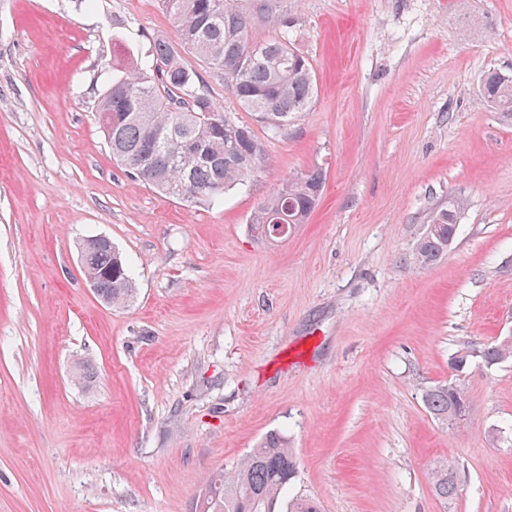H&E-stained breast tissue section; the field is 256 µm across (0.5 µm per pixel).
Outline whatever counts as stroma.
<instances>
[{"label":"stroma","instance_id":"stroma-1","mask_svg":"<svg viewBox=\"0 0 512 512\" xmlns=\"http://www.w3.org/2000/svg\"><path fill=\"white\" fill-rule=\"evenodd\" d=\"M318 94L217 204L131 178L96 118L110 67L176 40L158 0H0V512H195L270 431L321 512H512V0H288ZM320 202L288 238L250 219L288 178ZM455 239L418 240L449 197ZM105 236L137 296L80 262ZM474 356L463 372L450 361ZM462 378L467 424L427 391ZM453 467L458 492L433 489ZM480 92L500 111L503 118L512 120V75L488 71L481 80ZM462 205L461 200L449 197L448 207L436 213L430 230L418 240L416 246V259L420 264H430L447 251L448 242L455 238L458 231L457 219ZM106 242L112 250L104 245ZM84 239L80 246L81 264L88 285L104 304L123 308L133 302L136 288L133 274L125 258L112 247L105 236ZM96 288H95V286ZM479 353L484 362L491 366L512 359V338L494 340Z\"/></svg>","mask_w":512,"mask_h":512}]
</instances>
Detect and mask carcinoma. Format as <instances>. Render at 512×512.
<instances>
[{"mask_svg":"<svg viewBox=\"0 0 512 512\" xmlns=\"http://www.w3.org/2000/svg\"><path fill=\"white\" fill-rule=\"evenodd\" d=\"M171 16L177 43L157 35L148 51L125 70H112L97 103L112 158L138 181L184 201L216 202L244 184L263 159L264 148L254 125L277 134L307 108L317 92L309 59L288 39L284 0H159ZM279 34L257 40L254 21ZM219 74L252 122L241 121L201 89L192 61ZM484 99L512 120V75L489 71L481 80ZM323 175L312 171L284 182L252 217L260 237L278 241L297 224L307 223L319 204ZM461 200L448 198L416 246V259L427 265L439 259L458 231ZM84 276L93 280L104 304L123 308L136 288L125 258L97 236L80 246ZM480 356L488 365L512 359V338L487 344ZM424 403L437 419L469 404L464 384L456 381L428 391ZM297 474L288 438L269 432L232 474L215 473L200 512H320L307 495L287 496ZM437 496L456 494L453 470L433 475Z\"/></svg>","mask_w":512,"mask_h":512,"instance_id":"carcinoma-1","label":"carcinoma"}]
</instances>
